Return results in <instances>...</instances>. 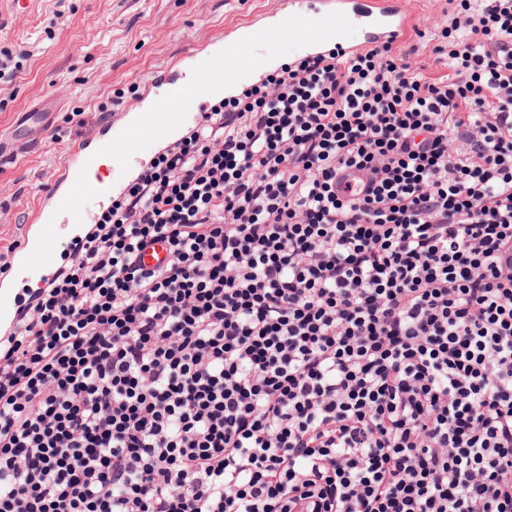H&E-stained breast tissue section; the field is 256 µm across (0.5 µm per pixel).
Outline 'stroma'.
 Listing matches in <instances>:
<instances>
[{"label":"stroma","mask_w":512,"mask_h":512,"mask_svg":"<svg viewBox=\"0 0 512 512\" xmlns=\"http://www.w3.org/2000/svg\"><path fill=\"white\" fill-rule=\"evenodd\" d=\"M405 7L413 69L427 81L444 78L448 67L432 48L450 22L448 0H406ZM287 8V0H34L21 20L11 0H0V49L23 59L14 78L0 79V138L10 139L27 113L51 115L28 147L0 155V256L23 244L27 208L51 184L66 150L86 137L72 113H83L89 126L106 111L122 119L139 105L128 90L188 66L197 47L223 42L227 28Z\"/></svg>","instance_id":"obj_1"}]
</instances>
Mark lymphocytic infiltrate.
<instances>
[{
	"label": "lymphocytic infiltrate",
	"instance_id": "1",
	"mask_svg": "<svg viewBox=\"0 0 512 512\" xmlns=\"http://www.w3.org/2000/svg\"><path fill=\"white\" fill-rule=\"evenodd\" d=\"M448 2L446 79L281 64L113 199L0 336V512H512V0Z\"/></svg>",
	"mask_w": 512,
	"mask_h": 512
}]
</instances>
